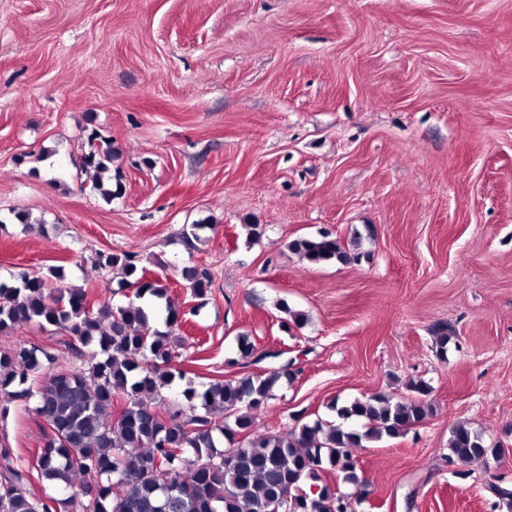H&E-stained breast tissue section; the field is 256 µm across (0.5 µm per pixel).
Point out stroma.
<instances>
[{"label": "stroma", "instance_id": "1", "mask_svg": "<svg viewBox=\"0 0 512 512\" xmlns=\"http://www.w3.org/2000/svg\"><path fill=\"white\" fill-rule=\"evenodd\" d=\"M93 133L115 152L109 200ZM320 234L351 261L289 248ZM100 251L135 254L186 314L172 403L285 366L256 418L274 433L421 380L434 413L359 450L358 512H508L490 487L512 486V456L461 468L448 439L463 424L512 449V0H0V280L59 266L126 303ZM64 339L28 324L0 348L86 367L93 347ZM7 408L0 448L31 461L43 423ZM91 146L93 147L86 155V164L93 168L96 172L95 177L92 181L91 189L102 195L104 198H112V188H105L101 174L109 171L112 167V159L114 153L112 150V144L104 142L94 146L92 141L93 137L90 138ZM182 275L188 282L187 286L190 288L193 297L201 298L207 294L212 283L211 275L207 269L192 267L184 269Z\"/></svg>", "mask_w": 512, "mask_h": 512}]
</instances>
